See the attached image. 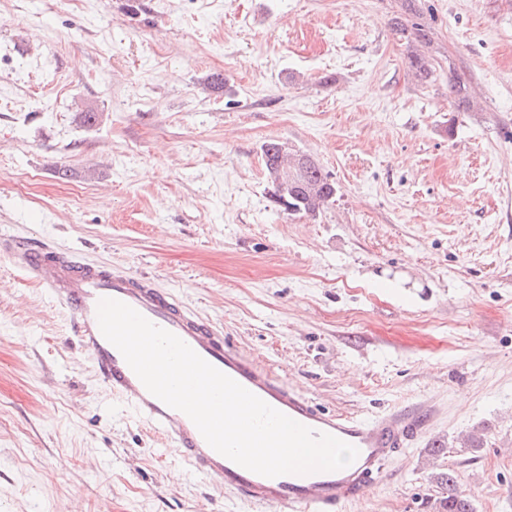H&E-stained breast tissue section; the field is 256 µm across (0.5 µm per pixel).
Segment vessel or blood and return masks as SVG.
<instances>
[{
	"mask_svg": "<svg viewBox=\"0 0 512 512\" xmlns=\"http://www.w3.org/2000/svg\"><path fill=\"white\" fill-rule=\"evenodd\" d=\"M0 252L72 313L80 345L90 354L112 393L180 450L182 460L203 478L219 479L226 491L273 512H341L361 499L385 473L388 461L423 434L421 412L350 417L327 412L288 388L230 346L221 331L191 313L172 292L149 277L78 261L65 253L0 236ZM119 300L168 330L200 357L271 407L318 433L355 446L358 456L333 472L265 477L247 470L208 445L192 420L152 395L119 350L102 334L100 299Z\"/></svg>",
	"mask_w": 512,
	"mask_h": 512,
	"instance_id": "1",
	"label": "vessel or blood"
}]
</instances>
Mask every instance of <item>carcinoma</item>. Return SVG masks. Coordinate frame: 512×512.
<instances>
[{"mask_svg": "<svg viewBox=\"0 0 512 512\" xmlns=\"http://www.w3.org/2000/svg\"><path fill=\"white\" fill-rule=\"evenodd\" d=\"M400 30L411 43L425 44L429 40L428 30L420 23H402ZM409 64L414 75L421 80L430 77L433 73L432 65L427 57L416 51L411 52ZM448 91L455 111H473L475 101L468 91L467 82L462 77L456 76L448 79ZM262 153L268 177L271 178L274 202L288 214L314 217L320 213L321 207L334 201L337 192L336 183L330 179L319 163L310 165L305 178V182L316 191V197L313 198L301 187L293 184L284 187L277 183L278 167L275 166V162L278 158L279 142L269 141L263 144ZM445 512H472L467 495L455 489L451 490L446 498Z\"/></svg>", "mask_w": 512, "mask_h": 512, "instance_id": "obj_1", "label": "carcinoma"}]
</instances>
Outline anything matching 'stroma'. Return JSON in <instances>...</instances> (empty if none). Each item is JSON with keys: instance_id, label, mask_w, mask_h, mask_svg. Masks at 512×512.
<instances>
[{"instance_id": "stroma-1", "label": "stroma", "mask_w": 512, "mask_h": 512, "mask_svg": "<svg viewBox=\"0 0 512 512\" xmlns=\"http://www.w3.org/2000/svg\"><path fill=\"white\" fill-rule=\"evenodd\" d=\"M271 140L335 181L316 217L273 201ZM0 232L152 278L325 411L430 405L349 512H512V0H0ZM104 506L266 512L117 402L0 256V512ZM448 91L455 112H471L475 107L473 96L468 91L467 82L461 76L448 78Z\"/></svg>"}]
</instances>
